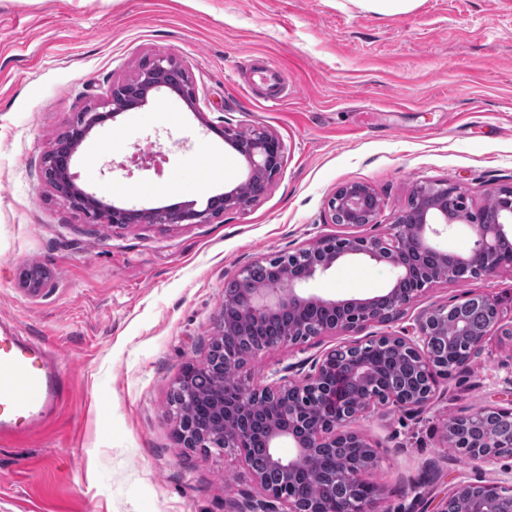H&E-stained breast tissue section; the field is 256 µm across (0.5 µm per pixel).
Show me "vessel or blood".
Wrapping results in <instances>:
<instances>
[{
  "label": "vessel or blood",
  "mask_w": 512,
  "mask_h": 512,
  "mask_svg": "<svg viewBox=\"0 0 512 512\" xmlns=\"http://www.w3.org/2000/svg\"><path fill=\"white\" fill-rule=\"evenodd\" d=\"M50 348L0 322V441L30 439L70 397Z\"/></svg>",
  "instance_id": "obj_1"
}]
</instances>
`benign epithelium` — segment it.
Segmentation results:
<instances>
[{"mask_svg": "<svg viewBox=\"0 0 512 512\" xmlns=\"http://www.w3.org/2000/svg\"><path fill=\"white\" fill-rule=\"evenodd\" d=\"M162 89L175 93L191 108L196 103L195 88L185 68L174 57L159 54L133 75L113 85L106 99L83 107L46 154L44 169L49 171L48 184L60 201L81 212L88 222L112 226L211 224L226 211L245 209L264 195L280 174L285 146L275 134L263 128L245 134L230 125L208 123L206 127L210 132L224 139L225 144L244 157L248 174L242 183L209 198L205 207L198 209L196 203L191 202L166 208L130 209L104 203L80 188L71 173L78 147L94 129L123 112L145 105L151 93ZM382 209V201L375 190L359 182L339 186L328 200L331 221L356 227L378 223ZM450 221L465 223L474 232L475 241L466 256L441 250L430 241L431 236L440 234L436 225ZM511 227L512 187L495 192L494 219L487 223L481 210L474 211L469 207L457 185L446 181L419 184L413 190L409 208L392 217L383 236H323L295 253L258 259L254 264L268 265L271 271L270 278L260 288L248 286L252 266L243 267L235 281L245 285V289L233 302L234 316L226 312L222 314L214 342L237 334L246 324L281 315L294 318L296 323L288 325L280 340L273 344L275 348L336 333L348 335L371 324H387L402 315L427 285L440 281L459 282L502 268L512 269V254L504 255L499 251V242L512 237ZM414 235L435 256L436 263L419 272L418 287L408 291L402 284L412 277L415 261L404 253L403 244ZM351 257H362L390 267L393 277L382 295L325 298L306 293V284L338 261ZM461 308L480 309L489 320L485 331L474 334L467 319L459 316L460 334L469 337V353H474L493 331L512 336V323L503 322L498 303L484 294H471L462 302L434 305L423 311L415 319L409 336L383 334L367 340V346L379 353L396 345L408 349L422 381L418 389L407 385L377 390L378 364L368 358L356 357L349 365L348 376L363 397L349 403L341 389L330 392L324 387L330 363L337 353L335 349L315 361L312 371L299 379L283 375L254 386L238 381L243 391L256 399L262 397L274 406L270 410L267 429L269 466L266 469L251 464L250 422L245 418L230 417L231 406L226 396L214 402L217 424L207 431L182 420L177 416L176 403L169 402L171 413L176 415L175 439L183 448H215L242 457L260 495L233 504L234 512H325L320 500H302L292 492L291 477L299 468L308 473L316 472L318 449L334 448L350 439L354 447L365 449V453L359 459L343 462L337 473V478L348 487L349 496L336 512H375L372 505L382 495V489L364 482L361 475L377 465L379 451L346 427L366 416L377 404L392 403L419 410L430 401L437 378L449 374L453 366L449 361L431 357L428 345L432 337L447 335L448 312ZM489 412L512 421V408L495 405L453 416L448 420L447 441L458 437L459 423L480 424ZM283 442L289 444L291 453L283 455L278 451ZM468 454L475 463L490 457H512V431L505 436L487 430ZM455 505L460 506V512H512V489L494 482L461 484L441 502L437 512H451Z\"/></svg>", "mask_w": 512, "mask_h": 512, "instance_id": "benign-epithelium-1", "label": "benign epithelium"}]
</instances>
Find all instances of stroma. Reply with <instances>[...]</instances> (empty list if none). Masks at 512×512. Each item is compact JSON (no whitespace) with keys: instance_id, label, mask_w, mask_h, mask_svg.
Returning <instances> with one entry per match:
<instances>
[{"instance_id":"1","label":"stroma","mask_w":512,"mask_h":512,"mask_svg":"<svg viewBox=\"0 0 512 512\" xmlns=\"http://www.w3.org/2000/svg\"><path fill=\"white\" fill-rule=\"evenodd\" d=\"M176 57L197 96L155 92L96 128L74 155L76 184L107 203L205 205L242 182L243 157L209 132L261 127L286 147L267 193L212 224H89L43 177V158L83 106L155 54ZM449 181L472 208L512 186V0H421L399 14L352 0H0V319L42 340L68 402L31 440L0 442V512H229L258 494L243 460L180 447L168 399L206 360L224 284L244 266L324 235L380 236L420 182ZM362 182L379 224L332 223L337 187ZM48 288L29 289L24 269ZM390 268L345 260L313 281L323 297H370ZM512 316V270L436 282L396 322L470 293ZM340 336L261 352L256 385L309 363ZM512 403V341L486 337L439 378L421 411L376 408L350 425L380 450L365 482L377 512H434L459 484L512 487V458L449 450V416Z\"/></svg>"}]
</instances>
